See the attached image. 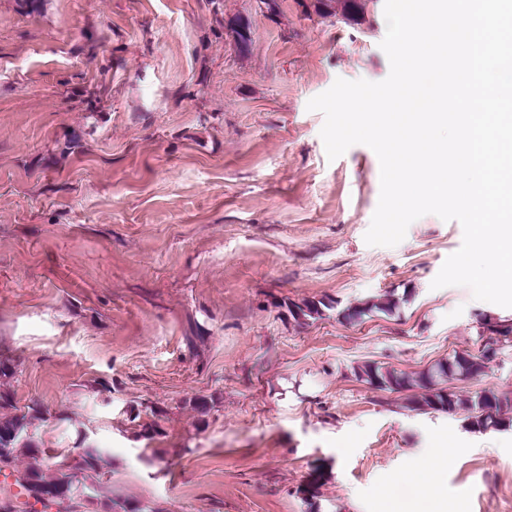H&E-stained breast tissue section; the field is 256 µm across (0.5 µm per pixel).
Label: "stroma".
<instances>
[{
  "mask_svg": "<svg viewBox=\"0 0 512 512\" xmlns=\"http://www.w3.org/2000/svg\"><path fill=\"white\" fill-rule=\"evenodd\" d=\"M364 2L345 20L311 0H0V354L18 366L0 385L41 404L45 468L111 458L89 493L112 512H512L511 428L354 373L490 343L483 374L446 385L512 393V339L480 328L512 308L431 286L461 224L428 214L367 245L379 159L328 160L307 108L336 79L387 78L384 4ZM143 404L165 412L150 442ZM447 445L454 463L429 465Z\"/></svg>",
  "mask_w": 512,
  "mask_h": 512,
  "instance_id": "stroma-1",
  "label": "stroma"
}]
</instances>
